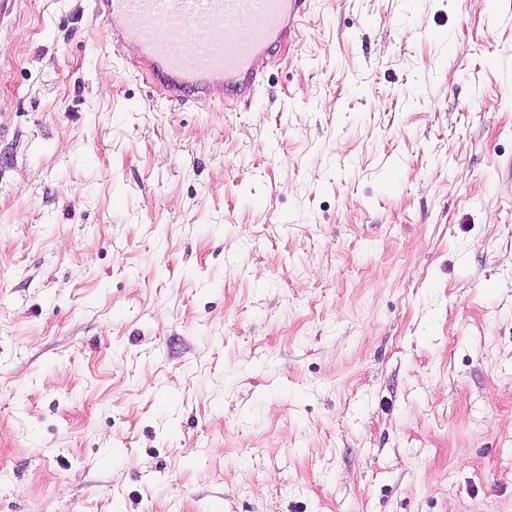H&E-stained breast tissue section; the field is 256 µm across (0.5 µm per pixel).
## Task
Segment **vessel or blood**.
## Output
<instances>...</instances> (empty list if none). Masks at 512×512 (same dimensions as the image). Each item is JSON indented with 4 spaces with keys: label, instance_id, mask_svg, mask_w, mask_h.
<instances>
[{
    "label": "vessel or blood",
    "instance_id": "b4317fda",
    "mask_svg": "<svg viewBox=\"0 0 512 512\" xmlns=\"http://www.w3.org/2000/svg\"><path fill=\"white\" fill-rule=\"evenodd\" d=\"M113 46L135 47L168 102L259 85L257 57L297 38L311 0H102Z\"/></svg>",
    "mask_w": 512,
    "mask_h": 512
}]
</instances>
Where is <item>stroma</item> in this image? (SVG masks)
Returning a JSON list of instances; mask_svg holds the SVG:
<instances>
[{"instance_id":"stroma-1","label":"stroma","mask_w":512,"mask_h":512,"mask_svg":"<svg viewBox=\"0 0 512 512\" xmlns=\"http://www.w3.org/2000/svg\"><path fill=\"white\" fill-rule=\"evenodd\" d=\"M99 8L0 24V512H512V0H314L212 108Z\"/></svg>"}]
</instances>
